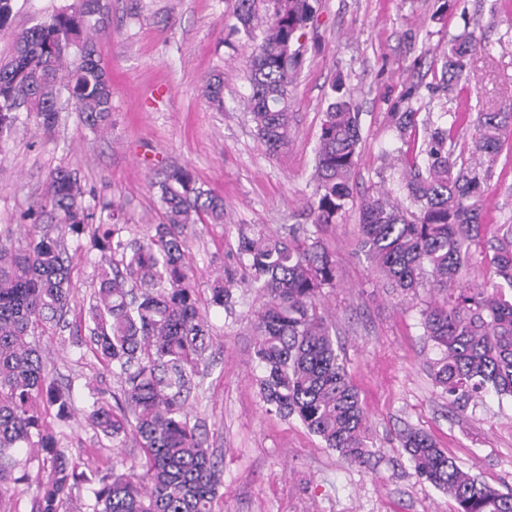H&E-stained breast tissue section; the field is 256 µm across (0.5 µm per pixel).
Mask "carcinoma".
Returning a JSON list of instances; mask_svg holds the SVG:
<instances>
[{"mask_svg": "<svg viewBox=\"0 0 512 512\" xmlns=\"http://www.w3.org/2000/svg\"><path fill=\"white\" fill-rule=\"evenodd\" d=\"M318 0H235V29L262 28L247 64L250 93L244 106L256 136L271 153L293 132L290 87L301 72L303 29ZM107 0H72L43 22L15 35L14 51L0 59V147L19 122L35 117L54 127L62 93L82 122L106 126L112 86L95 50L93 33L105 27ZM480 41L467 29L448 38L439 83L459 95L469 89L467 66ZM324 112L309 202L314 224H334L353 201L361 132L358 108L337 87ZM203 95L222 104L224 79H204ZM436 125L416 154L405 156L401 200L387 190L361 199V245L384 283L417 298L419 290L442 295L421 310L424 335L439 350L430 364L441 393L463 411L489 393L512 397V241L492 243L482 261L499 282L469 284L464 268L487 224L483 181L505 137H512V111L479 112L473 122L471 156L461 162L448 141L466 121V111L439 109ZM396 138L415 127L416 112L392 114ZM161 205L154 234L126 237L118 205L98 202L108 221H95L85 191L70 171L47 176L33 203L24 243L0 233V494L29 479L15 475L23 448H39L50 468L38 478L33 512H61L73 490L89 481L58 449V440L38 407L72 409L71 392L44 369L30 337L70 311V257L61 238L43 223L51 214L73 236L89 234L88 249L100 253L97 289L86 311L91 349L120 382L117 392L99 389L84 411L104 437L123 443L133 436L144 461L123 473L103 475L87 512H215L222 459L190 426L185 401L209 347L210 327L186 258L188 225L206 218L224 223V199L198 183L184 166L172 165L151 179ZM239 260L247 282L265 298L254 313V358L266 412L294 417L350 463L373 456L368 415L318 311L317 299L336 285V260L317 237L299 239L259 231L243 235ZM233 277L210 285L209 304L231 300ZM418 479L445 492L457 512H512V490L502 492L464 470L426 432L409 429L400 438Z\"/></svg>", "mask_w": 512, "mask_h": 512, "instance_id": "obj_1", "label": "carcinoma"}]
</instances>
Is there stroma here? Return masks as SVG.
I'll use <instances>...</instances> for the list:
<instances>
[{
  "instance_id": "obj_1",
  "label": "stroma",
  "mask_w": 512,
  "mask_h": 512,
  "mask_svg": "<svg viewBox=\"0 0 512 512\" xmlns=\"http://www.w3.org/2000/svg\"><path fill=\"white\" fill-rule=\"evenodd\" d=\"M321 0L301 74L291 93L295 117L288 146L269 153L240 105L248 94L244 66L256 37L231 28L232 0H112L109 21L96 36L98 56L112 83L107 126L91 131L74 112L60 113L51 133L22 119L0 150V229L17 227L45 190L48 173L74 172L86 193L114 200L129 237L148 233L160 219L149 185L172 164L190 168L198 182L224 200V221L193 224L189 260L200 299L224 270L244 275L238 233L294 226L319 237L336 259V285L324 289L320 309L333 324L350 377L369 414L375 455L360 468L347 464L296 419L266 413L251 360L253 314L261 301L234 289L227 308L211 307L210 347L190 399V419L223 460L216 512H455L447 494L413 475L399 436L431 435L458 464L490 485L512 488V397H486L465 411L452 409L427 364L437 351L423 334L427 292L404 298L375 275L358 242L357 209L338 223L314 226L305 205L314 183V149L331 87L343 82L359 108L362 142L354 194L377 183L397 188L390 169L397 153L417 152L429 107L456 106L436 90L434 72L449 35L472 28L485 49L469 60L472 111L512 108V0ZM224 77V103L202 94L203 77ZM417 110L405 140L392 137L391 112L400 101ZM492 218L486 240L512 222V138L505 139L485 186ZM87 238L65 235L71 258L72 308L62 326L38 336L44 365L72 393L73 412L61 421L42 415L59 448L87 483L62 512L90 503L92 479L140 459L133 440L114 447L83 411L94 391L117 383L77 335L94 289L97 251Z\"/></svg>"
}]
</instances>
